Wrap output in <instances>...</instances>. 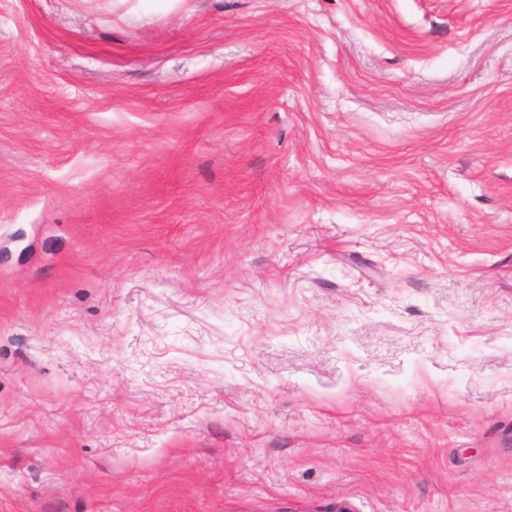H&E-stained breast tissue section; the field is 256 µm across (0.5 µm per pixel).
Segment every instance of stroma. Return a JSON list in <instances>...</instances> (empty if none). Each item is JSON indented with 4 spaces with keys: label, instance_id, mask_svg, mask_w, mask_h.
Returning a JSON list of instances; mask_svg holds the SVG:
<instances>
[{
    "label": "stroma",
    "instance_id": "obj_1",
    "mask_svg": "<svg viewBox=\"0 0 512 512\" xmlns=\"http://www.w3.org/2000/svg\"><path fill=\"white\" fill-rule=\"evenodd\" d=\"M512 512V0H0V512Z\"/></svg>",
    "mask_w": 512,
    "mask_h": 512
}]
</instances>
